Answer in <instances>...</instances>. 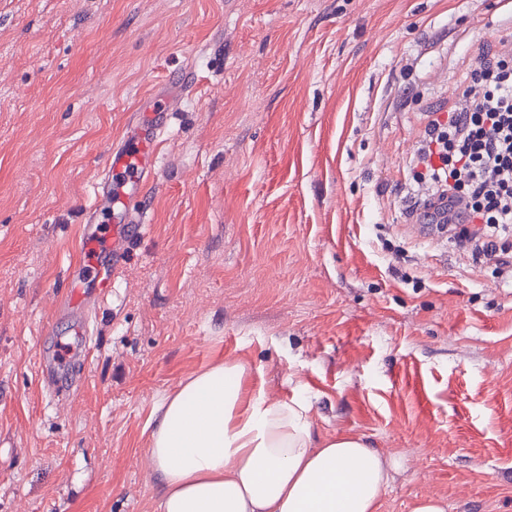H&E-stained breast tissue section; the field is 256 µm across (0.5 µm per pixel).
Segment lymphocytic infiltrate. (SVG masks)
<instances>
[{"label":"lymphocytic infiltrate","mask_w":512,"mask_h":512,"mask_svg":"<svg viewBox=\"0 0 512 512\" xmlns=\"http://www.w3.org/2000/svg\"><path fill=\"white\" fill-rule=\"evenodd\" d=\"M462 97L447 117L428 114L411 175L461 218L476 260L501 263L512 253V54L479 51Z\"/></svg>","instance_id":"f902f5d3"}]
</instances>
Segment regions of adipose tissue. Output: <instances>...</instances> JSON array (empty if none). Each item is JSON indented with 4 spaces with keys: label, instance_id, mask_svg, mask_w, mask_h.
Listing matches in <instances>:
<instances>
[{
    "label": "adipose tissue",
    "instance_id": "1",
    "mask_svg": "<svg viewBox=\"0 0 512 512\" xmlns=\"http://www.w3.org/2000/svg\"><path fill=\"white\" fill-rule=\"evenodd\" d=\"M154 415L156 512H379L396 467L364 436L316 438L309 405L254 394L239 360L187 376Z\"/></svg>",
    "mask_w": 512,
    "mask_h": 512
}]
</instances>
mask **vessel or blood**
Here are the masks:
<instances>
[{
  "label": "vessel or blood",
  "mask_w": 512,
  "mask_h": 512,
  "mask_svg": "<svg viewBox=\"0 0 512 512\" xmlns=\"http://www.w3.org/2000/svg\"><path fill=\"white\" fill-rule=\"evenodd\" d=\"M194 85L191 76L177 79L172 92L151 93L137 105L138 117L127 121L121 142L111 145L104 157L100 175L93 187L96 202L88 209L80 239L83 261L90 270L101 272L98 283L101 293L111 292L116 271L128 263L131 244L144 236L148 224V183L159 163V145L169 131L170 114L178 101ZM107 218L112 226L111 238L101 237L96 224ZM69 297L60 302L58 311L68 317L75 335L88 333V324L82 313L88 288L83 275L68 279ZM79 351L64 353L62 361H48L42 365L40 379L52 392L65 390L60 363L75 364Z\"/></svg>",
  "instance_id": "b4317fda"
}]
</instances>
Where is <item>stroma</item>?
Instances as JSON below:
<instances>
[{"label": "stroma", "mask_w": 512, "mask_h": 512, "mask_svg": "<svg viewBox=\"0 0 512 512\" xmlns=\"http://www.w3.org/2000/svg\"><path fill=\"white\" fill-rule=\"evenodd\" d=\"M512 0H0V512H154L158 398L219 358L397 467L380 512H512V271L415 230L425 115ZM150 223L39 361L105 146L176 79ZM60 360L52 359L51 361H44L41 364L40 379L45 388L58 394L60 391L65 390L70 386L67 382L64 383L61 378V371L59 369Z\"/></svg>", "instance_id": "35a3bbf8"}]
</instances>
